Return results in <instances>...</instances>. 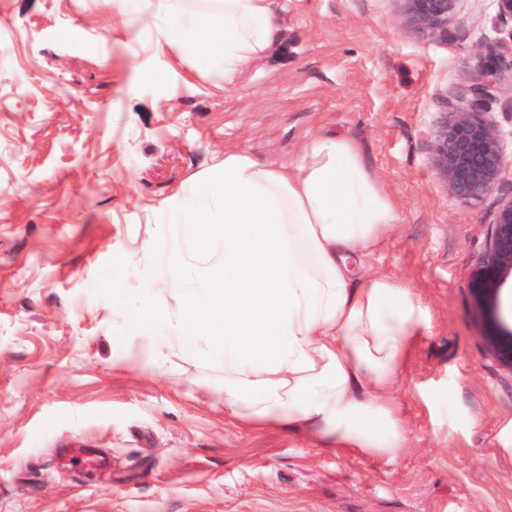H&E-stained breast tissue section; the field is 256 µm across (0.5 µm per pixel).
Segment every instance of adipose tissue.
Listing matches in <instances>:
<instances>
[{"instance_id": "1", "label": "adipose tissue", "mask_w": 512, "mask_h": 512, "mask_svg": "<svg viewBox=\"0 0 512 512\" xmlns=\"http://www.w3.org/2000/svg\"><path fill=\"white\" fill-rule=\"evenodd\" d=\"M139 20L197 63L221 55L225 86L271 45L274 0H145ZM176 200L177 236L222 243L206 288L177 312L153 362L204 336L224 362V414L395 457L406 441L386 392L429 310L406 283L363 271L397 211L359 145L309 141L289 167L228 153Z\"/></svg>"}]
</instances>
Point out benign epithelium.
Segmentation results:
<instances>
[{"mask_svg": "<svg viewBox=\"0 0 512 512\" xmlns=\"http://www.w3.org/2000/svg\"><path fill=\"white\" fill-rule=\"evenodd\" d=\"M408 25L427 33H442L456 0H402ZM491 73H481L466 88L471 110L445 112L431 134L433 158L448 194L462 201H480L495 193L501 173L512 164L496 124L486 116L485 105L494 97ZM512 280V197L496 212L485 251L471 276V290L478 300L497 303ZM500 364L512 372V330L490 339Z\"/></svg>", "mask_w": 512, "mask_h": 512, "instance_id": "7a95c632", "label": "benign epithelium"}]
</instances>
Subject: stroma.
Segmentation results:
<instances>
[{"instance_id": "35a3bbf8", "label": "stroma", "mask_w": 512, "mask_h": 512, "mask_svg": "<svg viewBox=\"0 0 512 512\" xmlns=\"http://www.w3.org/2000/svg\"><path fill=\"white\" fill-rule=\"evenodd\" d=\"M278 2L276 42L228 88L109 0H0V512H512V372L486 338L512 305L483 312L470 290L499 197L449 196L430 147L491 63L512 150V25L495 0H457L436 35L401 0ZM337 135L398 212L365 268L433 317L391 391L392 459L226 418L205 339L156 369L167 319L142 328L135 297L117 312L116 287L164 280L177 191L225 153L289 166ZM69 446L111 470L62 463Z\"/></svg>"}]
</instances>
